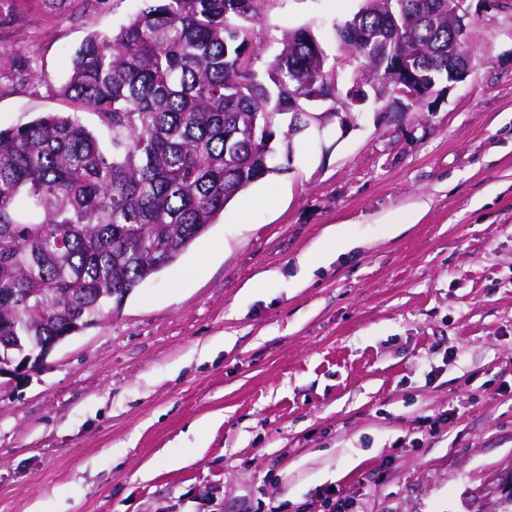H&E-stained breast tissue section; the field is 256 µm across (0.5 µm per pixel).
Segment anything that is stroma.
Instances as JSON below:
<instances>
[{"instance_id": "1", "label": "stroma", "mask_w": 512, "mask_h": 512, "mask_svg": "<svg viewBox=\"0 0 512 512\" xmlns=\"http://www.w3.org/2000/svg\"><path fill=\"white\" fill-rule=\"evenodd\" d=\"M360 5L259 0L257 72L297 27L346 69ZM143 6L0 0V129L72 111L73 51ZM467 8L464 82L297 139L175 266L0 377V512H484L512 470V11ZM345 223L356 247L307 268Z\"/></svg>"}]
</instances>
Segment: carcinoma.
<instances>
[{"label":"carcinoma","mask_w":512,"mask_h":512,"mask_svg":"<svg viewBox=\"0 0 512 512\" xmlns=\"http://www.w3.org/2000/svg\"><path fill=\"white\" fill-rule=\"evenodd\" d=\"M117 33L89 35L59 93L73 105L0 129V338L20 361L79 332L174 264L253 182L288 168V91L335 95L306 28L259 77L256 0H144ZM380 42L335 28L340 50L393 65L398 50L448 76L439 0H363ZM98 118L86 127L79 112ZM281 157L284 164L275 162Z\"/></svg>","instance_id":"obj_1"}]
</instances>
